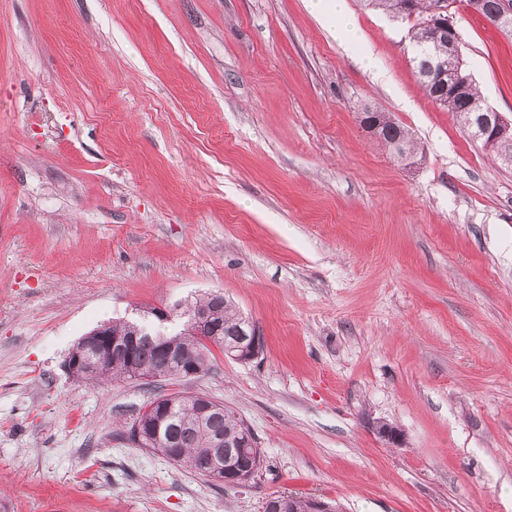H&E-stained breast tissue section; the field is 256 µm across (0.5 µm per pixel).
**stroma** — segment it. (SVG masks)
Segmentation results:
<instances>
[{
	"label": "stroma",
	"mask_w": 512,
	"mask_h": 512,
	"mask_svg": "<svg viewBox=\"0 0 512 512\" xmlns=\"http://www.w3.org/2000/svg\"><path fill=\"white\" fill-rule=\"evenodd\" d=\"M346 3L350 51L307 0H0V512H512V167L424 95L410 20ZM451 12L512 119V39ZM367 105L419 155L369 136ZM213 292L254 361L66 371L96 326ZM178 391L251 428L247 484L124 436Z\"/></svg>",
	"instance_id": "obj_1"
}]
</instances>
